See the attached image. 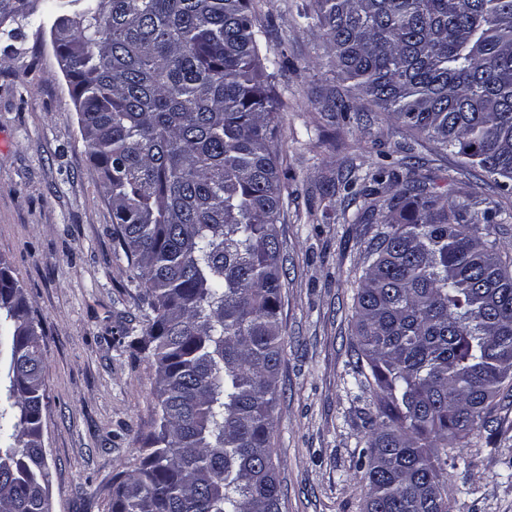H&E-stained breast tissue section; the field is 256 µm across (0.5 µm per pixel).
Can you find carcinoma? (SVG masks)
I'll return each mask as SVG.
<instances>
[{
  "label": "carcinoma",
  "instance_id": "carcinoma-1",
  "mask_svg": "<svg viewBox=\"0 0 512 512\" xmlns=\"http://www.w3.org/2000/svg\"><path fill=\"white\" fill-rule=\"evenodd\" d=\"M30 0H0V27ZM51 35L120 244L152 317L156 430L111 512H281L273 410L283 336L280 103L252 0H84ZM338 74L376 111L512 182V0H310ZM355 294L357 374L375 384L365 512H450L453 448L512 389V257L470 199L411 172ZM10 347L0 512H50L40 321L0 268ZM370 377H365L364 368Z\"/></svg>",
  "mask_w": 512,
  "mask_h": 512
}]
</instances>
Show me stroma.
<instances>
[{"label": "stroma", "instance_id": "obj_1", "mask_svg": "<svg viewBox=\"0 0 512 512\" xmlns=\"http://www.w3.org/2000/svg\"><path fill=\"white\" fill-rule=\"evenodd\" d=\"M308 2L253 0L269 29L262 52L282 65L270 85L282 103L277 231L285 271L272 446L281 512H363L376 394L355 380L354 294L376 227L354 218L395 185L351 196L344 183L381 168L413 169L437 192L498 205L492 233L511 252L512 194L351 98L318 33L297 26ZM54 19L36 0L28 24L0 37V261L42 326L51 510L109 512L113 476L138 466L156 427L155 359L129 345L151 312L81 135ZM330 94L349 100V118L324 116ZM493 417V429L453 450L467 470L448 472L451 512H512V397L497 398Z\"/></svg>", "mask_w": 512, "mask_h": 512}]
</instances>
